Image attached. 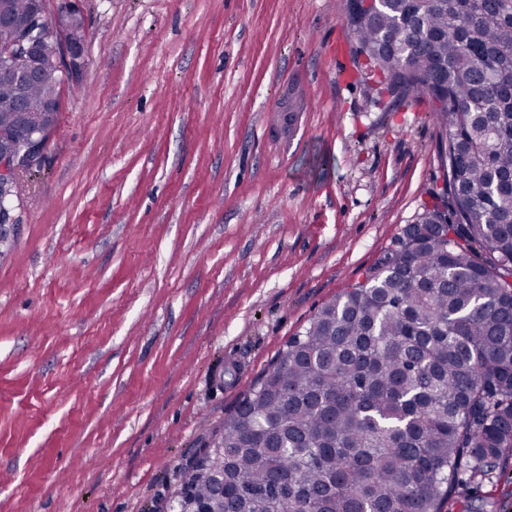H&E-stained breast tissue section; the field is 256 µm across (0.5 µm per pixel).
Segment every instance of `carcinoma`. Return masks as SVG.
<instances>
[{
    "label": "carcinoma",
    "instance_id": "1",
    "mask_svg": "<svg viewBox=\"0 0 512 512\" xmlns=\"http://www.w3.org/2000/svg\"><path fill=\"white\" fill-rule=\"evenodd\" d=\"M16 27L35 0H9ZM344 18L356 56L401 101L423 96L445 134L438 205L279 352L186 467L181 512H440L512 448V0H383ZM64 72L42 55L13 113L43 109ZM222 448L217 455L213 449Z\"/></svg>",
    "mask_w": 512,
    "mask_h": 512
}]
</instances>
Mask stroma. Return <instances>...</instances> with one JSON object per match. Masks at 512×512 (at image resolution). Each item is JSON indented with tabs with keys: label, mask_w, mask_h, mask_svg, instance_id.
Segmentation results:
<instances>
[{
	"label": "stroma",
	"mask_w": 512,
	"mask_h": 512,
	"mask_svg": "<svg viewBox=\"0 0 512 512\" xmlns=\"http://www.w3.org/2000/svg\"><path fill=\"white\" fill-rule=\"evenodd\" d=\"M0 260V512H175L184 465L431 204L441 128L343 0H77ZM441 512H512V448ZM82 55L83 46L81 44L71 43L60 38L55 49V64L61 68H71L79 63Z\"/></svg>",
	"instance_id": "stroma-1"
}]
</instances>
